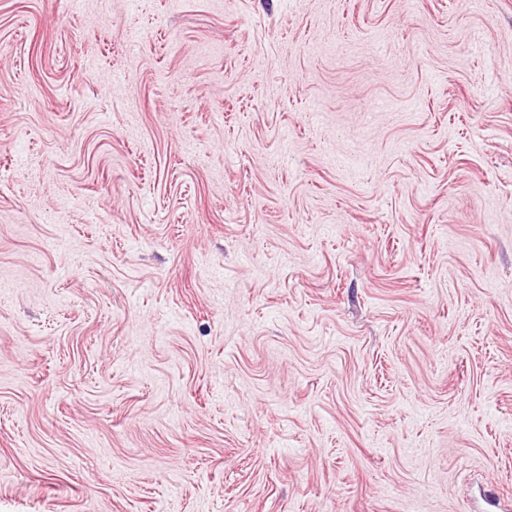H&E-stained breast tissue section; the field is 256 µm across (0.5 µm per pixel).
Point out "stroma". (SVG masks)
Instances as JSON below:
<instances>
[{"label": "stroma", "instance_id": "obj_1", "mask_svg": "<svg viewBox=\"0 0 512 512\" xmlns=\"http://www.w3.org/2000/svg\"><path fill=\"white\" fill-rule=\"evenodd\" d=\"M512 503V0H0V512Z\"/></svg>", "mask_w": 512, "mask_h": 512}]
</instances>
